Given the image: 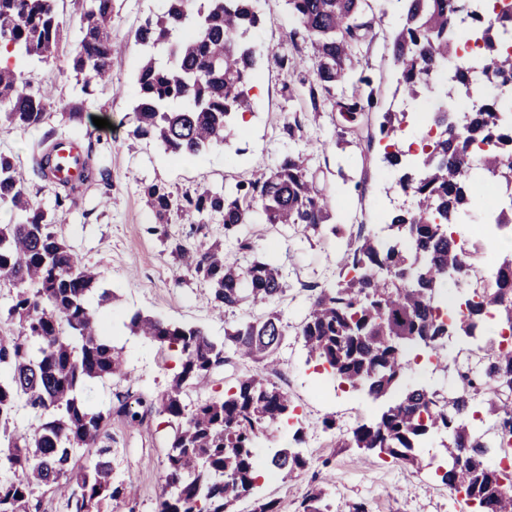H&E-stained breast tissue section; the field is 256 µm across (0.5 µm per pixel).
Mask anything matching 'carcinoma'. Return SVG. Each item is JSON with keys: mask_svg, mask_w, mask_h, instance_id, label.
Segmentation results:
<instances>
[{"mask_svg": "<svg viewBox=\"0 0 512 512\" xmlns=\"http://www.w3.org/2000/svg\"><path fill=\"white\" fill-rule=\"evenodd\" d=\"M116 0H83L76 22L79 36L69 53L66 73L91 95L112 81V64L121 49L112 42ZM163 13L146 17L135 31L145 47L138 73L135 126L132 135L155 142L175 158L196 156L223 143L230 121L250 111L246 86L256 79L257 49L250 33L259 22L254 0H166ZM295 33L310 49L305 59L267 52V59L293 71L307 68L314 79L301 89H287L289 99L309 98L312 108L328 101L354 115L365 111L363 99L338 97L346 83L362 84L356 49L371 31V0H287ZM466 0H406L403 21L392 52L398 86L410 100L437 96L447 102L462 94L481 103L459 113L460 128L435 139L416 165L396 148L384 153L395 185L412 194V205L399 210L377 237L359 232L340 259L336 282L310 287V305L300 336L310 359L328 366L339 384L364 390L375 399L396 398L374 420L359 423L342 448L385 455L416 470L426 467L420 443L430 432L446 436V461L437 478L450 492L472 504L473 512H512V471L491 463L493 454L512 448V351L493 340L512 331V260L498 264L501 276L493 288H463L472 259L455 243L461 221L477 201L476 189L491 180L512 188V99L481 87L467 72L456 70L437 84L443 67L461 42L471 39L483 51L498 77L512 78V51L504 44L506 16L490 15L475 29L458 17ZM62 22L55 0H0V47L11 54L0 68V122L37 128L46 116L44 96L32 91L17 62L55 58ZM405 113L385 112L379 134L396 141ZM492 148L470 157L468 147ZM56 140L47 134L32 156L34 174L48 179L47 167ZM105 184L110 173H97ZM85 180L56 185V205L79 193ZM158 223L180 210L204 224L218 216L224 224L225 251L211 246L191 253L175 246L186 271L211 288L213 309L222 315L247 301L266 313L224 330L216 341L204 329L140 311L127 327L136 336L177 348L180 371L167 390L137 406L156 410L175 428L167 453L166 486L159 512H233L259 481L254 448L258 440L294 407L288 393L259 372L240 378L224 398L207 400L186 411L183 393L203 384L231 351L254 362L274 363L286 336V325L271 305L285 294L282 268L273 260L245 265L229 257L247 251L243 227L261 211L267 224H303L315 231L332 219L325 189L309 174L300 151L285 156L268 174L224 193L206 187L174 198L163 184L144 188ZM0 204L21 212L16 224H0V288L12 290L7 322L16 333L0 336V512H28L36 490L53 487L68 512H101L106 501L120 507L126 488L115 481L112 448L99 441L109 414L86 400L89 385L127 376L123 361L102 337L89 302L98 283L69 245L51 230L49 211L34 206L26 182L11 159L0 155ZM449 292L466 306L460 319L445 321L435 313V297ZM477 346L478 360L454 366L461 384L445 393L406 384L411 367L408 348L436 352L457 336ZM494 419V435L477 431L473 402ZM24 410L36 424L24 432L15 425ZM78 448L89 450L74 462ZM286 481L307 466L290 448L274 451L269 462ZM296 512H330L327 492L312 487Z\"/></svg>", "mask_w": 512, "mask_h": 512, "instance_id": "1", "label": "carcinoma"}]
</instances>
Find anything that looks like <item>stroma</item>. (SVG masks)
I'll use <instances>...</instances> for the list:
<instances>
[{
    "instance_id": "stroma-1",
    "label": "stroma",
    "mask_w": 512,
    "mask_h": 512,
    "mask_svg": "<svg viewBox=\"0 0 512 512\" xmlns=\"http://www.w3.org/2000/svg\"><path fill=\"white\" fill-rule=\"evenodd\" d=\"M164 8L165 0H118L112 40L121 46L122 54L113 63L111 84L81 102L84 119L76 123L68 120L63 107L78 100L75 82L66 77L65 69L76 39L80 0H57L63 23L58 55L50 62L27 67L33 89L46 96L44 127L0 125V153L10 157L25 175L32 201L55 212L53 232L85 264L96 269L100 288L112 294L111 300L97 305L96 310L130 377L96 382L88 399L96 409L112 413L105 443L113 450L115 472L126 487L120 512H158L173 429L167 417L159 413H148L132 425L117 409L128 396L158 399L179 369L175 350L129 333L124 326L127 315L139 311L195 325L220 340L226 328L252 313L251 306L244 305L216 317L207 283L188 274L172 252L177 243L201 252L223 242L220 219L215 217L199 226L173 213L167 223H158L145 202L143 187L161 183L178 196L200 184L230 190L238 182L269 172L289 148L304 147L318 137L327 144L311 149L308 167L316 173L319 186L334 195L335 218L343 224V234L336 236L327 229L315 232L301 224H268L258 213L247 226L252 256H276L284 269L286 293L278 309L288 336L277 353L278 364L267 378L287 390L295 406L290 423L273 426L259 441L256 454L263 461L272 450L288 447L299 428L304 432L301 448L308 460L307 467L291 481L276 475L261 479L255 496L279 500L285 512H295L310 486L322 482L333 512H349L352 503L360 501L367 503L370 512H471L461 497L434 475V466L443 458L439 434L430 435L423 444L429 467L421 471L386 456L337 447L335 436L322 427L323 418L335 416L341 431L347 432L375 415L380 404L339 387L327 372L309 361L299 336L309 306V285L335 280L336 261L358 232L378 231L387 213L411 205L410 199L391 188L393 176L383 162V143L365 139L332 143V135L345 128V120L330 104L315 109L309 102L288 100L285 86L309 79L310 74H296L272 63L261 65L248 93L252 110L239 124V134L230 145L218 144L198 156L175 160L157 145L133 137L135 77L141 52L134 32L148 14ZM256 9L260 23L252 41L267 50L294 54V22L285 0H257ZM401 10L400 0H384L375 8L372 39L360 66L367 82L360 85L359 92L375 101L374 107L359 117L364 127L376 126L382 113L405 109L406 98L397 90L392 55ZM97 117L108 119L109 127L95 126ZM294 120L300 121L301 129L291 139L283 128ZM46 129L56 130L60 138L91 146L89 165L108 169L111 185L85 183L75 203L56 206L53 187L34 176L30 162L32 148ZM252 368L251 362L229 355L207 383L188 391L184 405L191 409L201 400L224 395Z\"/></svg>"
}]
</instances>
